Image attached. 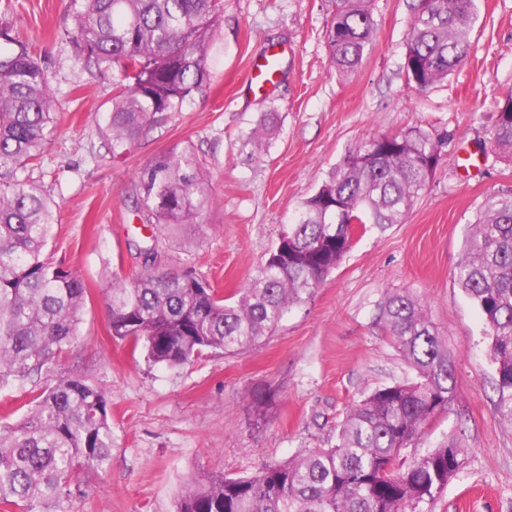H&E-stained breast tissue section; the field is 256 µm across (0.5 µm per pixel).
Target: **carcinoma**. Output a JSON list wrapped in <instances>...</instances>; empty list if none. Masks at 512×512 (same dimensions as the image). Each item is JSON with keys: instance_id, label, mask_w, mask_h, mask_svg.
I'll return each mask as SVG.
<instances>
[{"instance_id": "carcinoma-1", "label": "carcinoma", "mask_w": 512, "mask_h": 512, "mask_svg": "<svg viewBox=\"0 0 512 512\" xmlns=\"http://www.w3.org/2000/svg\"><path fill=\"white\" fill-rule=\"evenodd\" d=\"M64 33L74 67L121 74L103 113L112 156L130 153L169 112H180L207 81L210 30L222 0H74ZM326 30L332 66L357 71L373 41L374 0H333ZM476 0H417L404 42L407 81L426 89L467 58ZM0 388L48 371L78 336L87 289L71 270L43 257L51 202L28 170L57 120L41 63L0 28ZM492 145L512 159V97L498 106ZM440 162V145L420 129L361 142L294 210L284 232L288 259L270 251L233 301L191 272L159 269L158 250H139L141 271L114 275L103 290L112 336L141 349L152 365L176 368L207 350L258 343L295 304L306 301L348 252L355 226L401 224ZM143 226L171 241L201 227L213 203L197 155H156L134 186ZM477 305L490 340L502 416L512 422V193L480 210L454 271ZM393 342L415 378L373 390L351 405L336 444L266 464L246 477L188 479L173 512H421L458 468L463 449L443 444L408 463L401 452L455 395L453 359L427 305L409 291L381 307ZM112 457V403L73 375L42 390L27 416L0 425V505L17 512H67L81 475Z\"/></svg>"}]
</instances>
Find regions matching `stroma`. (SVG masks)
Wrapping results in <instances>:
<instances>
[{"instance_id":"1","label":"stroma","mask_w":512,"mask_h":512,"mask_svg":"<svg viewBox=\"0 0 512 512\" xmlns=\"http://www.w3.org/2000/svg\"><path fill=\"white\" fill-rule=\"evenodd\" d=\"M415 4L375 0L372 47L344 76L325 39L331 0H224L205 87L115 158L98 126L117 75L72 66L62 35L74 24L73 0H0V28L38 58L55 99L50 144L29 172L54 205L44 256L75 272L88 293L72 350L50 376L0 390V405L16 423L42 388L73 374L112 402V459L84 475L68 512H171L190 475L246 476L333 446L351 404L413 375L378 317L385 294L400 289L426 302L456 378L454 399L403 451L411 460L447 441L462 449L423 512H512V422L498 410L483 317L453 279L469 225L490 197L512 192V161L491 144L498 104L512 94V0H477L467 59L427 90L402 71ZM272 53L279 75L255 93L252 62ZM268 112L278 122L257 150L250 137ZM414 129L439 140L441 160L404 223L367 225L312 298L258 345L167 368L113 337L102 290L108 275L140 268L151 231L133 210L132 187L157 153L192 149L213 199L202 234L163 245L160 267L192 271L231 299L349 150Z\"/></svg>"}]
</instances>
